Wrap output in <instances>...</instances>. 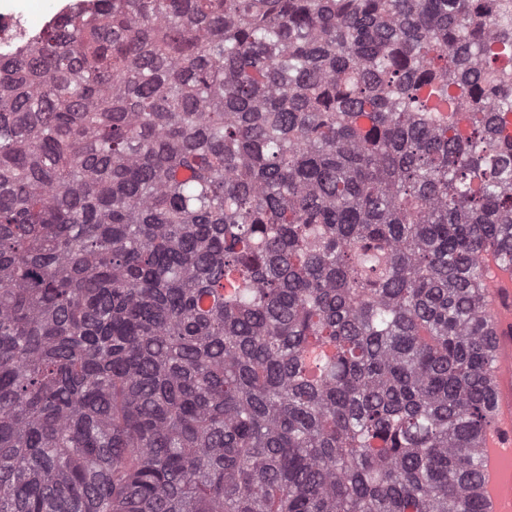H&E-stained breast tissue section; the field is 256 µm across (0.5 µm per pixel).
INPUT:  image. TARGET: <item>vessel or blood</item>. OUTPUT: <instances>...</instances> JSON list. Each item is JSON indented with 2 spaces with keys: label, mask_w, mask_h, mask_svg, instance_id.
<instances>
[{
  "label": "vessel or blood",
  "mask_w": 512,
  "mask_h": 512,
  "mask_svg": "<svg viewBox=\"0 0 512 512\" xmlns=\"http://www.w3.org/2000/svg\"><path fill=\"white\" fill-rule=\"evenodd\" d=\"M486 294L493 313L498 364L494 415L480 450L481 479L491 512H512V268L492 265Z\"/></svg>",
  "instance_id": "1"
}]
</instances>
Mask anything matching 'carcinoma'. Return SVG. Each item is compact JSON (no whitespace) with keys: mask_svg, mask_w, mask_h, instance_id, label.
Masks as SVG:
<instances>
[{"mask_svg":"<svg viewBox=\"0 0 512 512\" xmlns=\"http://www.w3.org/2000/svg\"><path fill=\"white\" fill-rule=\"evenodd\" d=\"M512 0H100L0 56V512H486Z\"/></svg>","mask_w":512,"mask_h":512,"instance_id":"obj_1","label":"carcinoma"}]
</instances>
